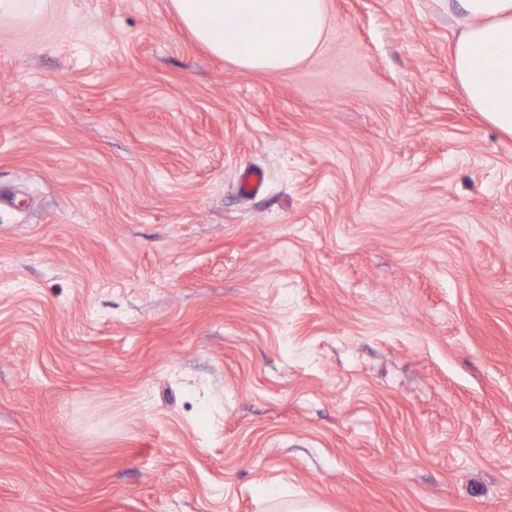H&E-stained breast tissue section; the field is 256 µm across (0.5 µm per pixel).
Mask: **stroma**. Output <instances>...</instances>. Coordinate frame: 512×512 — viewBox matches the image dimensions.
<instances>
[{"instance_id": "1", "label": "stroma", "mask_w": 512, "mask_h": 512, "mask_svg": "<svg viewBox=\"0 0 512 512\" xmlns=\"http://www.w3.org/2000/svg\"><path fill=\"white\" fill-rule=\"evenodd\" d=\"M326 7L282 73L0 22V512H512V138L448 0ZM268 512H329L325 504L312 500L306 496L286 500L283 497L268 499Z\"/></svg>"}]
</instances>
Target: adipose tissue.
Returning a JSON list of instances; mask_svg holds the SVG:
<instances>
[{"mask_svg": "<svg viewBox=\"0 0 512 512\" xmlns=\"http://www.w3.org/2000/svg\"><path fill=\"white\" fill-rule=\"evenodd\" d=\"M184 27L212 55L247 70L294 68L321 46L325 0H171ZM461 26L450 51L470 106L512 136V0H448Z\"/></svg>", "mask_w": 512, "mask_h": 512, "instance_id": "adipose-tissue-1", "label": "adipose tissue"}]
</instances>
